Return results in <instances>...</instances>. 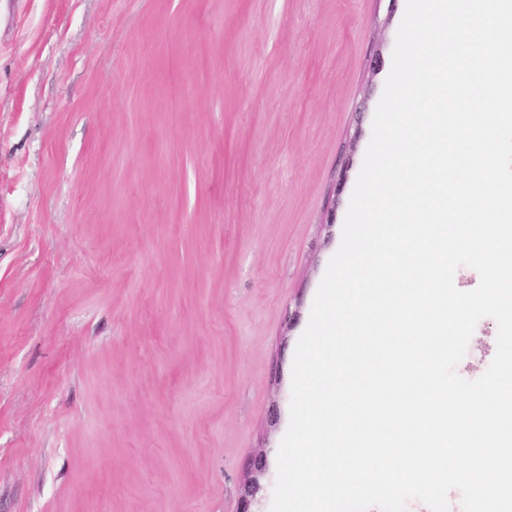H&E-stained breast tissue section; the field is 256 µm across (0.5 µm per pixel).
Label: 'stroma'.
Here are the masks:
<instances>
[{"instance_id":"1","label":"stroma","mask_w":512,"mask_h":512,"mask_svg":"<svg viewBox=\"0 0 512 512\" xmlns=\"http://www.w3.org/2000/svg\"><path fill=\"white\" fill-rule=\"evenodd\" d=\"M405 5L0 0V512H270Z\"/></svg>"}]
</instances>
